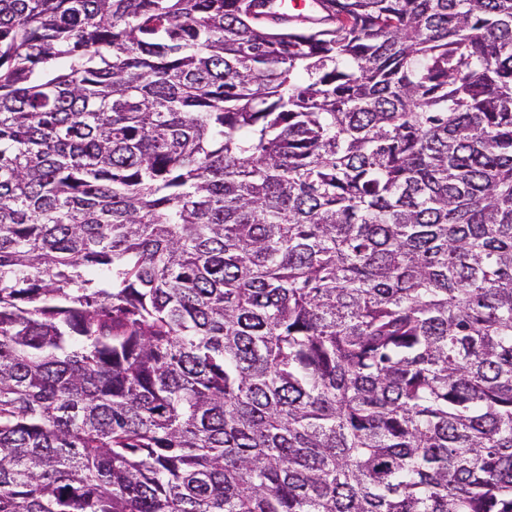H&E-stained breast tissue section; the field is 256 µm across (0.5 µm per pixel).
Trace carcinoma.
Segmentation results:
<instances>
[{"instance_id": "obj_1", "label": "carcinoma", "mask_w": 512, "mask_h": 512, "mask_svg": "<svg viewBox=\"0 0 512 512\" xmlns=\"http://www.w3.org/2000/svg\"><path fill=\"white\" fill-rule=\"evenodd\" d=\"M0 0V512H512V0Z\"/></svg>"}]
</instances>
